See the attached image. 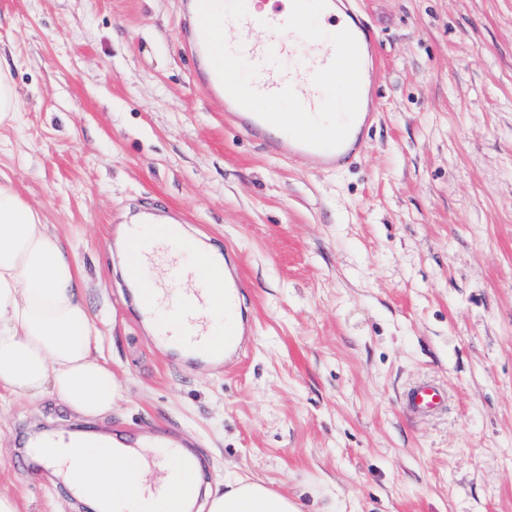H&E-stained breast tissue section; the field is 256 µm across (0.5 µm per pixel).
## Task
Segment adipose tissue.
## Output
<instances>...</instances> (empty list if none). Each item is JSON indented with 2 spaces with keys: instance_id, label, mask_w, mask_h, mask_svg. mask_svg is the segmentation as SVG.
Returning <instances> with one entry per match:
<instances>
[{
  "instance_id": "1",
  "label": "adipose tissue",
  "mask_w": 512,
  "mask_h": 512,
  "mask_svg": "<svg viewBox=\"0 0 512 512\" xmlns=\"http://www.w3.org/2000/svg\"><path fill=\"white\" fill-rule=\"evenodd\" d=\"M204 265L193 249L164 274L158 263L147 264L142 280L156 289L157 320L203 323L218 339L224 332L223 289H207L202 304L180 300L185 289L202 286ZM97 336L80 267L46 215L0 182V391L53 397L82 420L108 418L121 385L96 353ZM167 451L162 442L133 455L110 435L86 430L41 448L34 460L91 512H190L179 489L178 460L170 459L164 475L148 461L150 454ZM204 498L208 512H305L300 496L260 480L209 486Z\"/></svg>"
}]
</instances>
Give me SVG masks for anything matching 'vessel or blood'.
Masks as SVG:
<instances>
[{
  "mask_svg": "<svg viewBox=\"0 0 512 512\" xmlns=\"http://www.w3.org/2000/svg\"><path fill=\"white\" fill-rule=\"evenodd\" d=\"M292 0H273L272 11L266 13L248 12L239 20L228 21L226 32L233 33L241 29L259 26L269 33V40L263 44H250L236 41L237 51L250 63L259 67L253 80L254 88L262 93H275L285 86L298 81H311L314 72L330 64L334 57V47L330 41H299L295 32L285 30L284 24L290 16ZM321 16L334 23L337 29L349 30L355 37L360 54V88L369 90L373 85L380 66L379 38L364 18L353 11L349 0H327ZM304 55L306 65L295 70H283L276 66V58L282 56ZM199 81L211 92L224 100V115L230 119L236 129L248 138L259 142L265 151L273 156L311 155L322 166L335 168L344 165L355 155L361 153L368 144V134L373 126L369 110L359 109L351 130L342 145L334 149H321L295 140L283 131L274 130L272 125L253 112L239 105L229 95L217 75L213 65L207 64L198 74ZM140 225H133L129 230L130 240L138 246L139 259L149 262L152 256V239L170 241L175 249L186 248V241L168 223H155L149 228V238H142ZM206 276L210 285L224 289V343L222 354H214L210 340L203 332L189 331L172 327L170 335L180 337L188 354L208 358L217 357L220 363L228 364L238 359L243 349L246 328L238 314V297L245 280L238 273L232 258L225 260L209 259L205 265ZM446 401L444 391L429 383H420L405 395V405L414 414H432L443 408Z\"/></svg>",
  "mask_w": 512,
  "mask_h": 512,
  "instance_id": "1",
  "label": "vessel or blood"
}]
</instances>
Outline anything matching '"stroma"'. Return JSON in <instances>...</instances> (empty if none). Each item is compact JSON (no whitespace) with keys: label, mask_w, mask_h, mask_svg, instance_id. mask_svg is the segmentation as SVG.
I'll return each mask as SVG.
<instances>
[{"label":"stroma","mask_w":512,"mask_h":512,"mask_svg":"<svg viewBox=\"0 0 512 512\" xmlns=\"http://www.w3.org/2000/svg\"><path fill=\"white\" fill-rule=\"evenodd\" d=\"M183 0H0L20 119L0 181L68 244L123 395L95 430L169 434L208 483L258 478L336 512H512V0H354L378 33L371 141L344 166L271 158L183 50ZM171 216L248 282L241 359L159 343L128 298L124 227ZM431 381L446 410L409 418ZM0 406V492L82 512L34 476Z\"/></svg>","instance_id":"stroma-1"}]
</instances>
